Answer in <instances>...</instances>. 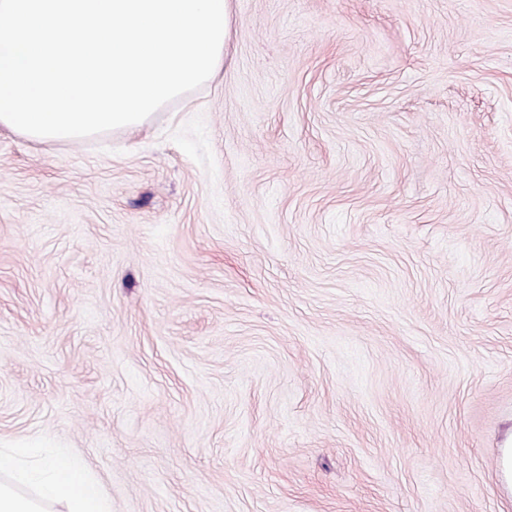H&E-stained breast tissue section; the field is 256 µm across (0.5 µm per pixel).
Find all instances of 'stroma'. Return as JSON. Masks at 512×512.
<instances>
[{
    "label": "stroma",
    "instance_id": "1",
    "mask_svg": "<svg viewBox=\"0 0 512 512\" xmlns=\"http://www.w3.org/2000/svg\"><path fill=\"white\" fill-rule=\"evenodd\" d=\"M133 130L0 129V447L112 512H512V0H232ZM498 469L509 494L512 492V430L502 448H499Z\"/></svg>",
    "mask_w": 512,
    "mask_h": 512
}]
</instances>
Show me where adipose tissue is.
<instances>
[{
  "label": "adipose tissue",
  "instance_id": "ef3b65f1",
  "mask_svg": "<svg viewBox=\"0 0 512 512\" xmlns=\"http://www.w3.org/2000/svg\"><path fill=\"white\" fill-rule=\"evenodd\" d=\"M0 512H111L100 486L67 453L0 448Z\"/></svg>",
  "mask_w": 512,
  "mask_h": 512
}]
</instances>
